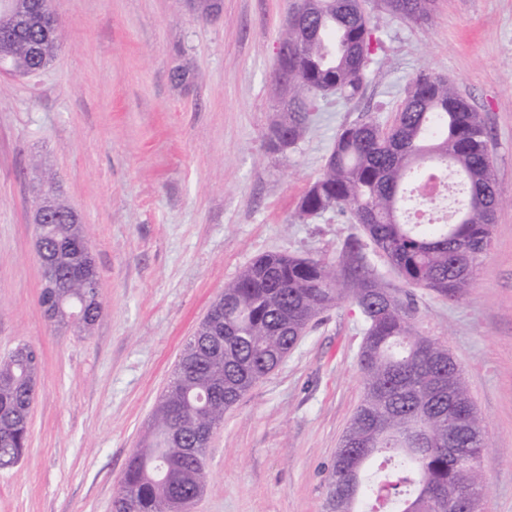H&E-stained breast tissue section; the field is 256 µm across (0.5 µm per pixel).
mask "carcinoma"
<instances>
[{
    "label": "carcinoma",
    "instance_id": "1",
    "mask_svg": "<svg viewBox=\"0 0 512 512\" xmlns=\"http://www.w3.org/2000/svg\"><path fill=\"white\" fill-rule=\"evenodd\" d=\"M47 0L0 4V43L9 72L27 75L47 65L60 34L47 27ZM297 42L288 58L287 107L271 136L295 147L312 122V97L346 101L362 90L359 69L370 61L373 30L358 0H302ZM451 175L454 221L415 224L404 212L425 178ZM480 114L448 80L421 72L411 79L393 125L372 121L341 128L321 174L299 203L305 220L327 211L350 214L375 250L408 288H428L462 299L491 244L500 207ZM78 229L53 224L47 249L61 251L53 323L89 335L100 310L98 289L67 276L93 261L70 248ZM332 267L313 258L268 254L224 288L214 332L186 344L173 380L156 408L143 448L129 459L113 512H166L175 499L193 501L207 481L203 427L218 425L253 384L277 368L319 315L347 299L366 328L358 362L363 397L327 468V504L348 493L349 512H479L485 480L481 462L490 448L462 369L448 348L416 333L411 295L400 297L372 268L358 239ZM39 355L18 345L0 357V469L28 452L29 421Z\"/></svg>",
    "mask_w": 512,
    "mask_h": 512
}]
</instances>
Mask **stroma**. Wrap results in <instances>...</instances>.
I'll use <instances>...</instances> for the list:
<instances>
[{
	"instance_id": "35a3bbf8",
	"label": "stroma",
	"mask_w": 512,
	"mask_h": 512,
	"mask_svg": "<svg viewBox=\"0 0 512 512\" xmlns=\"http://www.w3.org/2000/svg\"><path fill=\"white\" fill-rule=\"evenodd\" d=\"M296 0H51L62 33L37 75L0 74V355L40 354L29 452L0 470V512H112L130 456L212 303L251 262L338 265L361 226L298 203L337 132L391 125L409 80H451L486 128L502 204L456 302L415 289L413 326L460 365L490 437L481 512H512V0H433L427 17L362 0L377 39L361 95L316 102L305 139L267 150L280 34ZM183 72L185 82L173 80ZM80 213L102 312L92 335L39 303L35 161ZM359 308L340 302L224 414L191 512H325V467L362 395Z\"/></svg>"
}]
</instances>
